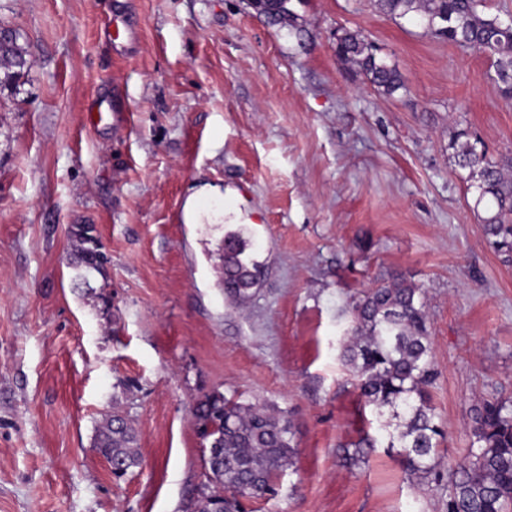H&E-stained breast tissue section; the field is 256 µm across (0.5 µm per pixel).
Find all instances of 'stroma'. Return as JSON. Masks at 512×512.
<instances>
[{"label": "stroma", "mask_w": 512, "mask_h": 512, "mask_svg": "<svg viewBox=\"0 0 512 512\" xmlns=\"http://www.w3.org/2000/svg\"><path fill=\"white\" fill-rule=\"evenodd\" d=\"M292 24L246 0H0L32 60L0 90V512H195L205 483L193 408L218 391L285 411L294 466L248 512H446V489L384 449L343 465L362 429L341 362L350 303L395 275L422 288L448 473L471 410L512 398V260L488 242L448 143L512 158V98L485 54L375 0H296ZM132 22L134 51L105 38ZM358 31L399 69L379 93L337 60ZM118 89L130 127H90ZM202 196L225 202L199 217ZM108 261L76 281L71 231ZM244 228L266 275L241 308L217 248ZM135 428L115 478L106 416Z\"/></svg>", "instance_id": "obj_1"}]
</instances>
